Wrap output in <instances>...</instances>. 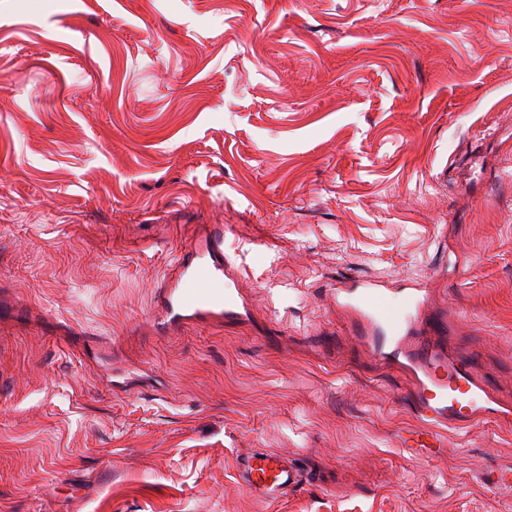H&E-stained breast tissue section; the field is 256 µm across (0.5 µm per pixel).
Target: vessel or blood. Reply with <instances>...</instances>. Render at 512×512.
Here are the masks:
<instances>
[{
    "mask_svg": "<svg viewBox=\"0 0 512 512\" xmlns=\"http://www.w3.org/2000/svg\"><path fill=\"white\" fill-rule=\"evenodd\" d=\"M224 236L223 225L213 224L201 240L181 249L174 275L154 291L151 324L156 331L168 334L198 321L248 320L250 304L224 252ZM333 297L344 313L345 335L367 346L376 361L409 376L411 408L425 422L417 446L439 447L447 426L512 416L489 395L469 359L449 355L434 342L448 322L435 315L429 289L415 282L388 288L379 278L353 275L337 281ZM236 473L244 490L265 501L287 498L307 478L295 461L274 452L238 460ZM476 477L490 490H512V462L481 467Z\"/></svg>",
    "mask_w": 512,
    "mask_h": 512,
    "instance_id": "b4317fda",
    "label": "vessel or blood"
}]
</instances>
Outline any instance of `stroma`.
I'll use <instances>...</instances> for the list:
<instances>
[{"label":"stroma","mask_w":512,"mask_h":512,"mask_svg":"<svg viewBox=\"0 0 512 512\" xmlns=\"http://www.w3.org/2000/svg\"><path fill=\"white\" fill-rule=\"evenodd\" d=\"M209 224L250 320L157 334ZM348 275L428 283L512 405V0H0V512H512V421L406 447ZM260 448L312 481L254 499ZM477 480L490 490L497 491L504 488L512 492V460L506 465L485 466L476 472Z\"/></svg>","instance_id":"obj_1"}]
</instances>
